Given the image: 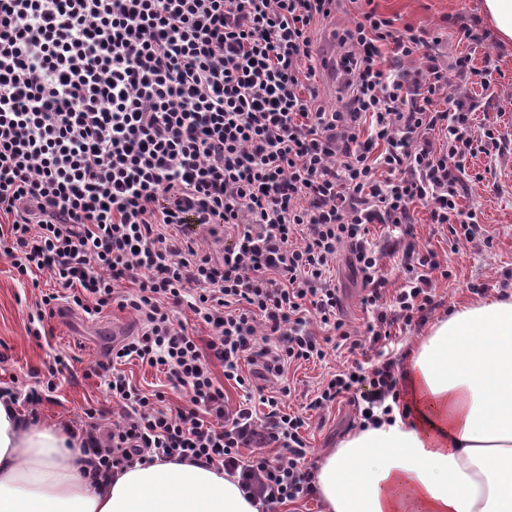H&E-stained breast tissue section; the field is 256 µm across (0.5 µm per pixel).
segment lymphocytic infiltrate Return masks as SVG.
Instances as JSON below:
<instances>
[{
  "label": "lymphocytic infiltrate",
  "instance_id": "1",
  "mask_svg": "<svg viewBox=\"0 0 512 512\" xmlns=\"http://www.w3.org/2000/svg\"><path fill=\"white\" fill-rule=\"evenodd\" d=\"M342 9L355 14L338 36L345 104L329 111L316 44ZM438 43L396 29L375 0H0V255L32 287L52 279L37 321L60 304L88 317L114 304L143 322L95 370L120 414L92 451L99 472L151 456L237 477L263 512L313 497L308 422L285 409V375L332 349L351 360L308 409L350 397L359 428L391 419L393 348L452 273L398 236L404 282L387 292L370 227L409 224L420 203L452 241L471 240L482 227L459 205L458 175L500 145L448 85L489 87L492 68L440 60ZM391 55L424 64L408 83ZM190 224L230 229L222 257L196 248ZM345 245L364 287L360 331L331 270ZM181 309L209 328L208 347L175 325ZM132 360L162 370L179 405L133 385Z\"/></svg>",
  "mask_w": 512,
  "mask_h": 512
}]
</instances>
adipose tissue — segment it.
<instances>
[{"mask_svg": "<svg viewBox=\"0 0 512 512\" xmlns=\"http://www.w3.org/2000/svg\"><path fill=\"white\" fill-rule=\"evenodd\" d=\"M392 421L347 434L316 470L324 512H512V293L458 307L414 347ZM0 512H260L190 462L97 476L82 438L0 396Z\"/></svg>", "mask_w": 512, "mask_h": 512, "instance_id": "adipose-tissue-1", "label": "adipose tissue"}]
</instances>
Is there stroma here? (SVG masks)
<instances>
[{
    "mask_svg": "<svg viewBox=\"0 0 512 512\" xmlns=\"http://www.w3.org/2000/svg\"><path fill=\"white\" fill-rule=\"evenodd\" d=\"M376 6L379 12L394 18L396 28L409 25L438 35L439 49L444 53L459 50L456 32L461 18L478 20L483 29L488 26L482 0H376ZM488 59L499 67L489 89L469 85L465 92L477 107L479 123L497 125L503 142L499 151L467 160L466 173L457 185L461 206L476 209L484 233L455 244L447 229L430 223L422 204H415L412 215L416 247L436 251L442 265L453 273L451 279L437 283L439 305L435 313L439 316L474 301L472 285H484L490 298L512 291V46L490 37L474 51L473 64L480 68ZM332 267L344 314L353 329L363 330L364 291L350 267L348 249H341ZM40 295L39 288L18 281L9 259L0 255V387L12 388L17 397H24L42 381L49 360L63 356L70 371L56 390L49 392L37 417L79 431L86 427L87 410L97 409L102 416L96 432L107 435L114 420L112 401L103 379L94 375L93 369L104 360L116 338L137 332L141 323L129 311L112 306L92 321L77 313L45 317L42 335L37 338L29 334L28 328ZM344 359V354L332 351L324 361L292 367L288 373L294 389L288 401L290 408L300 409L305 393ZM354 414V406L346 401L313 414L309 441L315 456L337 447L353 431Z\"/></svg>",
    "mask_w": 512,
    "mask_h": 512,
    "instance_id": "obj_1",
    "label": "stroma"
}]
</instances>
